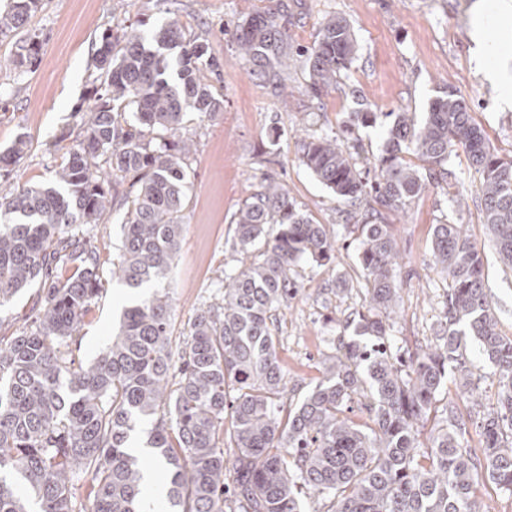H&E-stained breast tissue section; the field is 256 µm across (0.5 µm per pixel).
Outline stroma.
<instances>
[{"mask_svg":"<svg viewBox=\"0 0 512 512\" xmlns=\"http://www.w3.org/2000/svg\"><path fill=\"white\" fill-rule=\"evenodd\" d=\"M495 0H177L188 34L207 39L222 63L217 85L224 105L216 119L187 114L183 133L196 144L189 168V203L184 233L168 280L173 293V343H182L197 308L220 302L215 290L225 270L239 266L234 250V218L265 174L278 177L297 210L316 224L341 223L345 204L320 183L298 158V141L330 134L355 149L360 158L377 157L386 138L388 113L412 112L424 119L431 100L456 89L486 130L490 145L512 157V107L502 108V88L490 83L487 69L512 65V22L494 16ZM168 0H40L30 27L42 42L38 62L15 69L13 39L0 41V152L19 134L31 149L13 172L28 184L47 181L63 154L80 138L79 108L88 103L98 36L104 29L123 35L137 26L160 23ZM276 13L290 53L318 40L327 18L344 17L357 43L356 57L341 74V90L313 100L309 68L295 62L270 69L265 61H240L234 40L254 16ZM493 52L486 61L474 54L476 14ZM359 112H374L375 125L359 123ZM451 189L429 187L406 213L390 216L400 254L399 304L388 323L401 351L417 353L436 345L444 333L447 284L433 269L432 227L464 225L483 247V274L495 302L498 329L512 336V268L492 246L478 207L479 176L464 153L451 158ZM121 245L116 221L100 225L92 246L103 274V290L80 332L83 362L92 361L111 339L132 293L112 278ZM301 288L279 309V357L287 372L285 404H296L323 377L334 342L356 334L365 309L366 283L358 243L338 239L332 263L301 262ZM470 383L476 399L458 398L447 378L436 410L422 428L429 444L447 421L444 409L455 402L463 447L480 452V422L496 405L497 369L469 345Z\"/></svg>","mask_w":512,"mask_h":512,"instance_id":"obj_1","label":"stroma"}]
</instances>
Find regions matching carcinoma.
<instances>
[{"mask_svg": "<svg viewBox=\"0 0 512 512\" xmlns=\"http://www.w3.org/2000/svg\"><path fill=\"white\" fill-rule=\"evenodd\" d=\"M38 4L0 3V40L25 33L17 67L38 61L41 41L29 29ZM236 52L285 65L278 17H254ZM355 54L350 25L329 20L306 50L314 98L336 90ZM95 68L81 139L49 182L5 180L28 154L27 136L0 153V307L39 288L32 324L0 342V512H29L32 500L39 512H144L145 469L130 439L146 422L145 445L165 469L166 512H305L301 486L332 496L333 512H479L480 483L511 491L512 338L497 331L482 252L463 225L433 230L434 266L448 279L447 335L405 361L384 323L399 298V245L384 219L406 211L427 186L450 185L448 159L458 148L480 173L484 224L512 266V158L491 150L464 97L448 89L422 122L396 113L373 182L335 138L299 143L301 163L353 206L342 229L359 242L367 282L359 329L368 342L336 345L323 379L284 412L278 401L288 381L274 317L299 291L301 260H334L338 231L312 223L264 176L235 218L240 252L260 244L258 259L224 271V305L200 310L173 350L170 292L145 288L166 277L179 249L193 155L184 117L213 119L223 110L205 77L220 74L221 63L173 9L147 35L102 34ZM409 151L427 164L426 175L405 159ZM128 202L112 277L137 297L84 364L71 345L102 286L91 238ZM470 340L499 374L498 408L481 423L482 456L462 447L451 403L448 427L424 450L419 428L448 367L461 393L472 394ZM356 400L368 414L363 424L347 415ZM84 475L85 502L73 492Z\"/></svg>", "mask_w": 512, "mask_h": 512, "instance_id": "carcinoma-1", "label": "carcinoma"}]
</instances>
